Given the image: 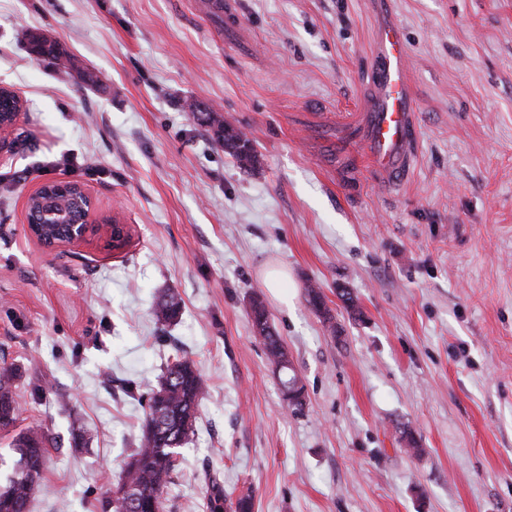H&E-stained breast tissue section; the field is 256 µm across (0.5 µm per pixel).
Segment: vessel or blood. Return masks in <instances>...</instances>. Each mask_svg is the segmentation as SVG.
I'll return each mask as SVG.
<instances>
[{"instance_id":"1","label":"vessel or blood","mask_w":512,"mask_h":512,"mask_svg":"<svg viewBox=\"0 0 512 512\" xmlns=\"http://www.w3.org/2000/svg\"><path fill=\"white\" fill-rule=\"evenodd\" d=\"M413 95L403 35L383 23L377 39L374 97L366 114V145L371 165L387 180L408 173L415 142Z\"/></svg>"}]
</instances>
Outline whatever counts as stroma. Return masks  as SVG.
Instances as JSON below:
<instances>
[{
	"label": "stroma",
	"mask_w": 512,
	"mask_h": 512,
	"mask_svg": "<svg viewBox=\"0 0 512 512\" xmlns=\"http://www.w3.org/2000/svg\"><path fill=\"white\" fill-rule=\"evenodd\" d=\"M230 2L233 26L201 0H0V86L25 103L0 160V362L18 370V428L53 439L29 512H96L137 447L126 384L149 389L180 356L208 393L165 512H206L209 474L254 512H512V0ZM385 18L415 104L395 185L369 167L363 123ZM30 30L73 69L35 60ZM187 100L244 131L259 169ZM53 180L119 212L130 247L41 249L25 196ZM269 268L287 270L289 307ZM166 291L172 325L152 313ZM256 298L302 408L253 334ZM76 416L88 447L71 445ZM182 314V305L173 293L161 295L153 308V315L158 323L171 324L176 322Z\"/></svg>",
	"instance_id": "stroma-1"
}]
</instances>
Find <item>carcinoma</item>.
Wrapping results in <instances>:
<instances>
[{"label":"carcinoma","instance_id":"carcinoma-1","mask_svg":"<svg viewBox=\"0 0 512 512\" xmlns=\"http://www.w3.org/2000/svg\"><path fill=\"white\" fill-rule=\"evenodd\" d=\"M31 53L48 58L63 68L71 63L67 52L44 34H27ZM20 99L12 91H0V114L17 112ZM187 109L200 124L213 130L215 141L244 168H251L257 157L240 132L224 125L223 118L209 109L200 111L196 105ZM308 303L323 321L332 324L333 316L326 307L320 289L307 288ZM253 328L264 345L267 358L273 365L288 358L280 336L269 322L262 301H252ZM182 314V305L173 293L161 295L153 308V315L161 324L176 322ZM16 379L13 365L0 364V431L6 433L16 427L20 408L16 397ZM206 395V382L192 360L185 357L166 365L144 401V417L140 427L138 447L126 464L124 476L114 490L99 500V512H163V494L176 469L174 454L184 447L197 431L198 410ZM49 436L40 430L21 431L13 436L12 447L19 459L8 483L0 486V512H28L32 495L41 487L46 463ZM204 498L208 512H253V496H239L231 502L224 494V485L216 479L206 482Z\"/></svg>","mask_w":512,"mask_h":512}]
</instances>
